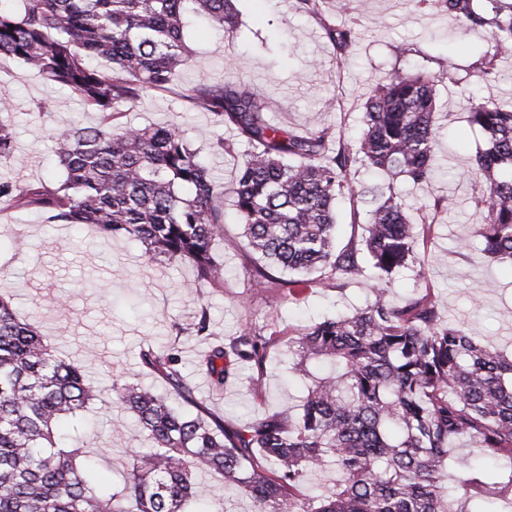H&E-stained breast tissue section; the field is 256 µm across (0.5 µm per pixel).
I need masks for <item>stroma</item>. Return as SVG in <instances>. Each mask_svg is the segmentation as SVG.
I'll use <instances>...</instances> for the list:
<instances>
[{
    "instance_id": "35a3bbf8",
    "label": "stroma",
    "mask_w": 512,
    "mask_h": 512,
    "mask_svg": "<svg viewBox=\"0 0 512 512\" xmlns=\"http://www.w3.org/2000/svg\"><path fill=\"white\" fill-rule=\"evenodd\" d=\"M236 7L239 28L232 38H221L207 22L191 23L186 37L193 54L179 76L177 94H143L123 106L119 127L176 124L229 189L250 149L240 142L233 152L215 151L217 137L229 140L232 132L218 126L213 114L186 109L180 100L199 80L240 78L275 102L274 124L299 132L331 126L354 145L362 133V104L379 78L419 67L441 75L436 152L454 177L438 176L414 187L358 167L351 181L362 196L354 207L338 201L337 243L363 234L374 194L394 186L423 235L419 259L426 275L420 280L408 271L394 276L387 285L392 301L428 293L438 298L444 319L467 322L477 339L512 338V263L485 259L472 235L482 214L469 170L484 138L467 122L469 96L512 105V57L499 58L494 79L474 78L478 58L493 49L489 35L466 30L447 13L415 0H345L341 5L327 0L326 10L355 32L343 53L315 18L297 10L295 0H237ZM1 90L8 94L17 151L0 161V178L38 182L58 177L56 132L73 122L98 124V113L84 110L70 90L7 57L0 58ZM438 199L443 202L439 209L434 206ZM354 208L359 211L355 219L350 216ZM214 252L224 265V285L196 293L189 289L194 279L189 265L177 260L147 264L139 244L123 238L106 244L90 230L49 227L31 213L0 214V294L41 326L57 355L90 358L102 398L92 418L100 434L93 461L113 482L128 472L131 450L138 445L132 418L115 403L113 379L137 375L172 406L181 404L163 380L142 368L140 352L147 344L178 341L182 371L196 397L225 423L294 412L305 390L288 363L289 338L297 328L349 311L372 296L367 280L324 281L295 299L255 287L243 227L229 204L224 236ZM202 307L221 337L232 338L252 322L274 339L264 368L241 366L220 394L198 365L204 344L183 333ZM255 377L263 383L258 394L251 384Z\"/></svg>"
}]
</instances>
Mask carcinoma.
<instances>
[{
	"label": "carcinoma",
	"mask_w": 512,
	"mask_h": 512,
	"mask_svg": "<svg viewBox=\"0 0 512 512\" xmlns=\"http://www.w3.org/2000/svg\"><path fill=\"white\" fill-rule=\"evenodd\" d=\"M466 27L491 32L495 52L477 67L496 77L512 55V0H418ZM343 51L355 38L323 10L299 0ZM195 16L235 32L234 0H0V58L10 57L68 88L95 126L57 135L61 177L38 184L0 178V212L37 210L46 224H81L103 239L144 247L148 263L179 259L195 285L224 284L214 256L223 234L224 187L179 127L112 125L119 107L142 94L169 93L191 58L184 31ZM101 59L107 69L92 66ZM440 77L422 70L379 79L362 113L358 147L329 127L305 134L271 123L270 101L242 80L198 82L183 95L214 114L251 146L232 190L253 281L294 296L317 280L373 279V297L348 313L300 329L288 342L292 369L306 381L301 411L267 414L235 425L212 415L186 383L178 351L149 346L142 366L163 378L190 407L173 408L131 375L112 381L146 445L133 451L120 488H103L84 447L87 414L99 401L88 364L65 361L32 322L0 296V512H191L206 492L195 474H218L244 491L253 512H480L451 507L447 487L466 501L495 498L512 512V354L481 344L444 322L429 294L402 304L380 287L416 267L420 234L394 192L369 210L361 237L336 246V199L355 202L350 174L358 163L392 179L427 183L437 172L436 91ZM0 97V160L15 138ZM468 121L487 140L473 168L484 223L483 251L512 261V106L473 98ZM212 336L206 309L187 328ZM273 338L246 326L201 361L219 393L237 366L265 364ZM468 439L479 459L506 466L489 479L462 466L456 445ZM310 474L330 477L321 494L300 500L294 488Z\"/></svg>",
	"instance_id": "cac0c4a2"
}]
</instances>
